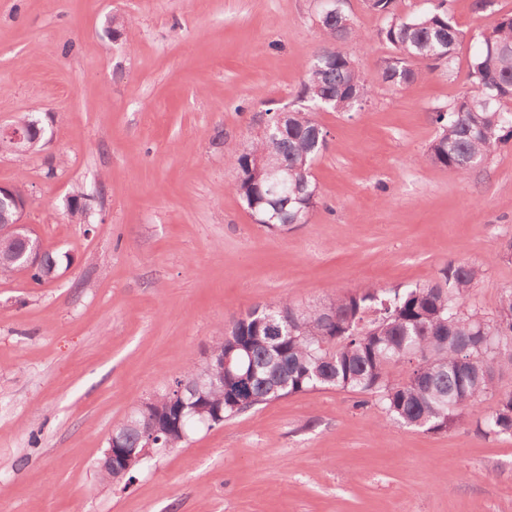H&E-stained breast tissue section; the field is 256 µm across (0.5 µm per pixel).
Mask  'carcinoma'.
<instances>
[{
	"mask_svg": "<svg viewBox=\"0 0 512 512\" xmlns=\"http://www.w3.org/2000/svg\"><path fill=\"white\" fill-rule=\"evenodd\" d=\"M384 19L378 37L392 49L379 70L381 83L408 89L427 72L452 66L464 33L456 26L449 0H432L418 14H401L396 0H365ZM322 47L336 54L304 68L301 97L307 107L288 117L283 132L255 139L249 151L235 150L228 163L236 173L232 189L260 221L290 224L320 202L311 175L314 160L326 149L324 128L312 108L349 112L368 100L370 84L345 51L360 37L346 13L318 16ZM471 62V90L446 110L432 113L437 135L425 160L456 175L479 166L512 140V14H503L477 33ZM288 166V188L271 190L257 160ZM485 269L469 261H450L440 280L414 288H377L338 293L324 302L296 306L283 299L275 314L290 316L291 331L278 335L262 323L267 314L234 322L211 345L220 356L237 346L238 364L224 382L195 401L205 414L186 428H204L200 419L230 418L288 395L339 388L362 396L356 406L376 405L380 426L390 424L446 432L471 423L485 437L512 436V389L497 388L489 370L512 368V287L488 317L466 305ZM400 378H394L395 372ZM496 394L495 408L482 414L484 396ZM153 415L171 411V393L153 396Z\"/></svg>",
	"mask_w": 512,
	"mask_h": 512,
	"instance_id": "carcinoma-1",
	"label": "carcinoma"
}]
</instances>
